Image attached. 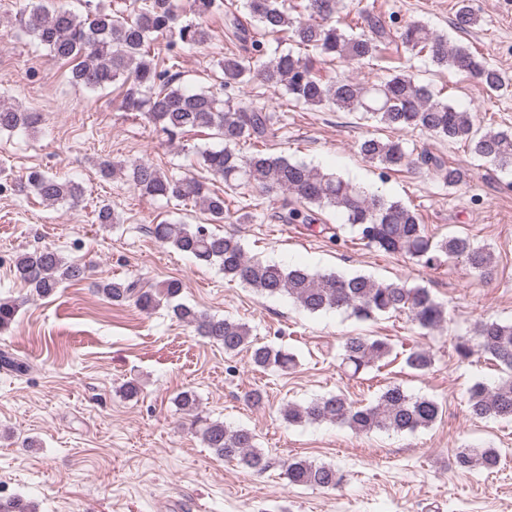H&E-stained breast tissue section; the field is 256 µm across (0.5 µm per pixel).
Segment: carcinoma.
Returning <instances> with one entry per match:
<instances>
[{
  "mask_svg": "<svg viewBox=\"0 0 512 512\" xmlns=\"http://www.w3.org/2000/svg\"><path fill=\"white\" fill-rule=\"evenodd\" d=\"M341 4L342 0H305V20L290 15L286 0H244L249 17L267 34H283L300 47L353 66L373 64L379 60V43L390 36V29L375 16L369 19V36L347 33L328 24ZM221 10L226 33L244 43L248 51L246 56L232 53L217 62L223 74L221 89L231 90L224 98L209 90L189 91L176 84V68L184 50L201 47L211 38L202 19ZM192 12L195 19H182L173 0H141L131 16L104 7L80 15L64 7L50 10L40 5L23 10L21 23L51 58L76 62L71 71L74 83L92 92L120 85L121 110L141 113L156 136L173 142L191 132L213 131L218 142L195 151L198 165L223 181L227 190L250 187L266 196L282 195L280 221L310 227L319 221V211L334 209L370 247L407 254L429 268L440 265L444 257L460 258L481 277L492 279L494 266L487 249L463 236L433 240L417 213L401 202L371 197L361 187L303 162L262 151L242 152L241 145L266 139L272 117L263 108L244 104L234 91L257 81L275 91H285L297 104L362 112L392 130L419 129L450 142L464 141L475 155L500 167L512 166V131L482 130L475 113L436 99L428 86L405 71L371 86L348 77L324 82L314 74L310 61L291 50H270L238 12L225 7L223 0H193ZM477 22L468 0H459L456 28L464 31ZM160 35L168 37L167 52L162 57L154 52V41ZM397 35L405 49L426 55L437 67L470 75L489 92L512 87L500 70L479 59L468 46L450 45L447 38L420 22L404 25ZM43 121V114L37 110L0 98V133L35 130ZM359 153L384 170L418 162L433 169L450 187L465 181V172L441 157L423 154L412 159L398 139L366 138L359 144ZM98 167L102 177L119 174L145 198L198 204L212 224L230 219L224 194L210 189L205 179L165 173L140 159L118 164L103 159ZM20 187L52 205L76 208L83 201L79 183L41 170L28 171ZM152 236L203 264L219 266L224 277L232 281L262 295L288 297L310 313L345 311L359 320L405 314L428 332L441 331L448 324L447 308L424 287L382 283L364 275L311 273L301 267L265 262L247 256L234 235L215 233L204 224L192 227L165 221L153 225ZM14 268L17 279L44 298L55 295L65 284L76 285L89 277L86 264L68 260L50 247L17 255ZM96 290L110 301H132L146 313L165 304L197 336L223 346L224 353L250 351L251 363L257 369L286 372L297 366L294 353L255 342L248 326L180 302L182 283L177 279L148 289L138 287L134 280L103 281L96 284ZM17 312L15 302L0 300V333L15 322ZM474 337L475 346L468 339L456 341L458 358L466 360L478 350L496 362L505 376L492 387L477 381L467 388L470 412L478 419L512 420V323L481 321L475 326ZM390 351L384 339L349 336L338 359L355 376ZM432 362L433 354L424 348L411 351L405 359L408 368L419 372L427 371ZM174 401L190 417V428L217 456L235 460L256 473L269 468V460L256 446L250 429L231 428L200 416L196 395L190 390L179 392ZM441 411L437 400L389 384L369 405L356 406L342 394H328L303 404L288 403L280 415L290 426L330 422L346 425L357 434L374 430L415 433L433 426ZM454 463L461 470L492 472L499 467L500 453L495 448H459ZM283 469L288 484L293 486L329 490L344 481L343 472L335 466L299 456L284 463ZM0 512L36 509L20 498H12L0 499Z\"/></svg>",
  "mask_w": 512,
  "mask_h": 512,
  "instance_id": "carcinoma-1",
  "label": "carcinoma"
}]
</instances>
